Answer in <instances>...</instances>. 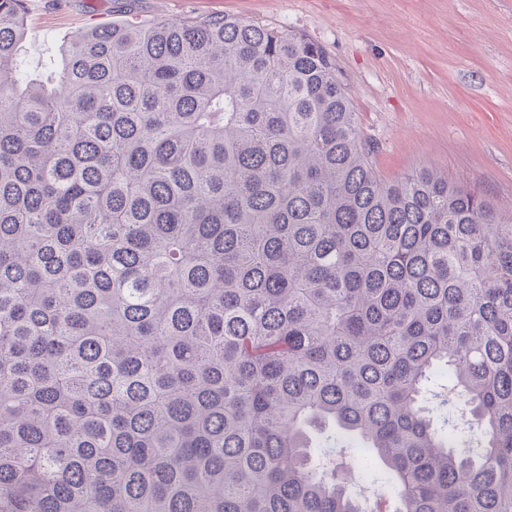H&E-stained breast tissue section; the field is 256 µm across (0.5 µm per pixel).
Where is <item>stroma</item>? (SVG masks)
Here are the masks:
<instances>
[{
	"mask_svg": "<svg viewBox=\"0 0 512 512\" xmlns=\"http://www.w3.org/2000/svg\"><path fill=\"white\" fill-rule=\"evenodd\" d=\"M20 70L46 74L77 32L230 15L301 33L335 60L378 174L436 167L512 200V0H25Z\"/></svg>",
	"mask_w": 512,
	"mask_h": 512,
	"instance_id": "35a3bbf8",
	"label": "stroma"
}]
</instances>
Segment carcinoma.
<instances>
[{"label":"carcinoma","mask_w":512,"mask_h":512,"mask_svg":"<svg viewBox=\"0 0 512 512\" xmlns=\"http://www.w3.org/2000/svg\"><path fill=\"white\" fill-rule=\"evenodd\" d=\"M0 0V512H512V204L381 178L336 63L114 22L20 80ZM476 448L448 437L455 412ZM350 455V459L355 461L353 470H350V476L356 484L371 487L370 489L384 486L385 480L381 469L368 461L366 448H351Z\"/></svg>","instance_id":"carcinoma-1"}]
</instances>
